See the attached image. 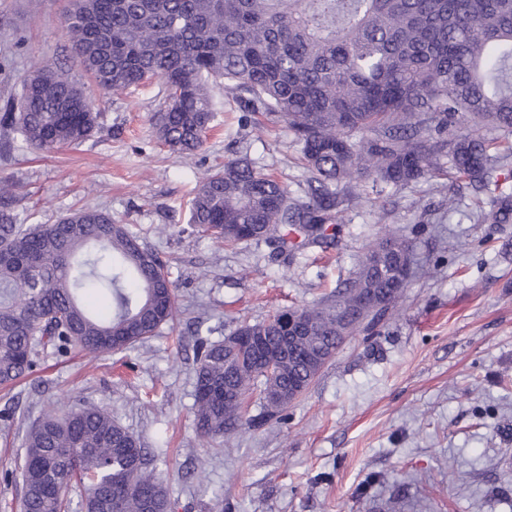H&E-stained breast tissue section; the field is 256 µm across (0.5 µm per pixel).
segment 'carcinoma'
I'll list each match as a JSON object with an SVG mask.
<instances>
[{"label":"carcinoma","instance_id":"cac0c4a2","mask_svg":"<svg viewBox=\"0 0 512 512\" xmlns=\"http://www.w3.org/2000/svg\"><path fill=\"white\" fill-rule=\"evenodd\" d=\"M63 28L79 66L104 91L158 79L165 97L152 123L158 139L193 155L213 120L210 78L250 112L288 124L310 172V200L235 158L201 182L189 222L227 244L264 242L273 259L335 238L331 209L340 189L369 180L379 197L448 173V207L465 189L479 223L512 222V193L496 181L512 163L482 130L512 134V0H83ZM468 124L469 132L459 131ZM98 113L69 73L46 63L0 112V132L49 151L78 145ZM409 242L385 231L354 278L327 305L289 307L242 323L219 341L196 344L194 421L207 440L244 422L239 397L260 386L263 417L282 415L291 385L309 388L317 362L344 337L396 307L394 290ZM0 385L33 373L41 352L65 356L130 351L158 335L175 314L165 265L112 214L87 207L57 224L27 226L0 212ZM112 301L104 317L82 294ZM306 338L298 356H255L240 340L251 330L279 340L288 316ZM21 512H157L171 502L156 462L161 446L139 438L103 407L50 406L24 433ZM80 485L78 504L69 497Z\"/></svg>","mask_w":512,"mask_h":512}]
</instances>
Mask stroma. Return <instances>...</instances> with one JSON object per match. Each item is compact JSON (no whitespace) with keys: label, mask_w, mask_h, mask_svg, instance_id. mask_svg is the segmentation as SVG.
<instances>
[{"label":"stroma","mask_w":512,"mask_h":512,"mask_svg":"<svg viewBox=\"0 0 512 512\" xmlns=\"http://www.w3.org/2000/svg\"><path fill=\"white\" fill-rule=\"evenodd\" d=\"M69 0H0V103L51 62L84 87L98 130L43 152L0 136V182L18 223L52 224L82 207L111 213L166 262L174 328L132 351L44 353L32 375L0 386V512H20L21 440L49 405H95L145 447L171 512H512V223L480 224L472 196L448 203L435 176L375 198L341 194L336 240L291 262L267 244L229 246L197 233L188 202L203 178L246 154L305 200L307 171L287 124L229 101L210 79L212 128L193 157L161 145L151 116L160 81L106 94L77 66L61 27ZM390 225L414 250L398 305L347 338L282 418L211 447L194 427V344L242 322L322 302L353 278Z\"/></svg>","instance_id":"obj_1"}]
</instances>
